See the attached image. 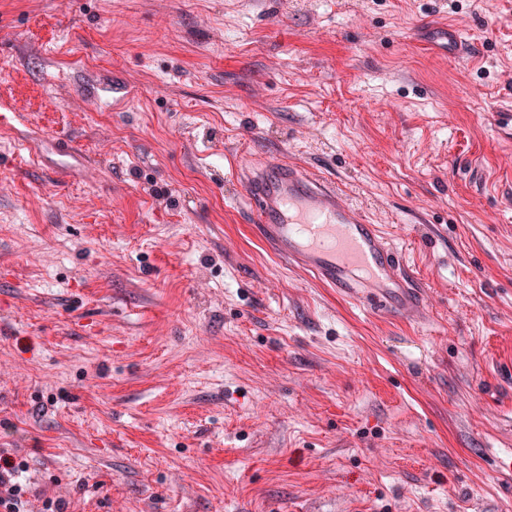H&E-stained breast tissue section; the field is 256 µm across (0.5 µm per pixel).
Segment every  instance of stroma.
<instances>
[{
	"label": "stroma",
	"instance_id": "stroma-1",
	"mask_svg": "<svg viewBox=\"0 0 512 512\" xmlns=\"http://www.w3.org/2000/svg\"><path fill=\"white\" fill-rule=\"evenodd\" d=\"M1 112L28 512H512V0H0ZM271 157L383 226L416 314L275 257L236 202Z\"/></svg>",
	"mask_w": 512,
	"mask_h": 512
}]
</instances>
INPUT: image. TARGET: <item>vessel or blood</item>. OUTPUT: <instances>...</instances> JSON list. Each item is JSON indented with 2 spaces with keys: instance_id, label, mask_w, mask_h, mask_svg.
<instances>
[{
  "instance_id": "1",
  "label": "vessel or blood",
  "mask_w": 512,
  "mask_h": 512,
  "mask_svg": "<svg viewBox=\"0 0 512 512\" xmlns=\"http://www.w3.org/2000/svg\"><path fill=\"white\" fill-rule=\"evenodd\" d=\"M240 204L281 261L364 309L415 310L418 285L401 250L344 201L333 179L268 161L248 175Z\"/></svg>"
}]
</instances>
